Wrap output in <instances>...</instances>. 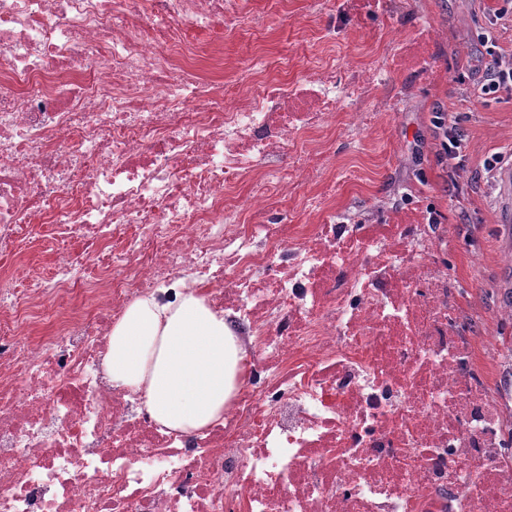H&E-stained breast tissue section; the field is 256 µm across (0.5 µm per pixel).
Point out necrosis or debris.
I'll list each match as a JSON object with an SVG mask.
<instances>
[{"instance_id":"obj_1","label":"necrosis or debris","mask_w":512,"mask_h":512,"mask_svg":"<svg viewBox=\"0 0 512 512\" xmlns=\"http://www.w3.org/2000/svg\"><path fill=\"white\" fill-rule=\"evenodd\" d=\"M238 17L239 0H0V256L39 225L90 246L0 297V512H512L436 233L263 218L316 162L311 134L391 115L345 109L377 72L277 64L229 89L185 37ZM189 289L246 356L223 421L180 432L104 358L131 302Z\"/></svg>"}]
</instances>
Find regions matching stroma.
Here are the masks:
<instances>
[{
  "label": "stroma",
  "mask_w": 512,
  "mask_h": 512,
  "mask_svg": "<svg viewBox=\"0 0 512 512\" xmlns=\"http://www.w3.org/2000/svg\"><path fill=\"white\" fill-rule=\"evenodd\" d=\"M497 0H410L390 34L384 0H371L361 12L339 10L315 16L312 0H243L247 14L259 17L257 28L229 26L225 31L191 32V39L220 48L226 80L243 70L261 72L280 56L294 55L296 71L331 58L339 75L354 67L378 70L377 86L366 107L394 100L392 120L368 132L338 125L321 143L326 160L317 175L302 183L294 201L304 224L321 218L307 206L320 186H332L330 207L337 215H358L374 204L421 213L433 207L439 219L440 255L468 313L486 338L481 353L491 366L489 386L503 412L512 413V321L500 315L512 290V239L501 224L498 195L487 187L484 159L502 153L512 164V98L480 102L467 85L476 77L479 35L487 27ZM437 34L444 50L431 74L384 68L395 36L421 30ZM444 110L466 143L468 160L450 187L448 167L437 157L432 118ZM57 241L47 238L17 256L0 259V282L17 288L28 268L49 275L55 267Z\"/></svg>",
  "instance_id": "stroma-1"
}]
</instances>
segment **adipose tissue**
Returning a JSON list of instances; mask_svg holds the SVG:
<instances>
[{
    "instance_id": "ef3b65f1",
    "label": "adipose tissue",
    "mask_w": 512,
    "mask_h": 512,
    "mask_svg": "<svg viewBox=\"0 0 512 512\" xmlns=\"http://www.w3.org/2000/svg\"><path fill=\"white\" fill-rule=\"evenodd\" d=\"M242 352L224 318L190 290L174 306L151 295L131 303L104 367L113 386L142 392L156 422L186 432L223 419Z\"/></svg>"
}]
</instances>
